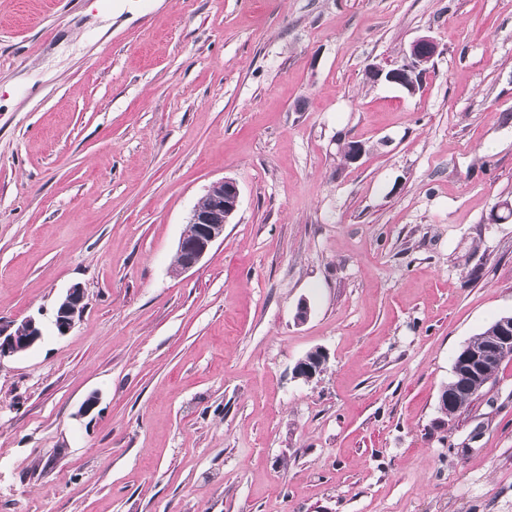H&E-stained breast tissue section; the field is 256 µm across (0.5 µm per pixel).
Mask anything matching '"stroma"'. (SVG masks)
<instances>
[{
	"label": "stroma",
	"instance_id": "stroma-1",
	"mask_svg": "<svg viewBox=\"0 0 512 512\" xmlns=\"http://www.w3.org/2000/svg\"><path fill=\"white\" fill-rule=\"evenodd\" d=\"M424 35L415 94L366 79ZM507 202L512 0H0V326L45 327L0 361V512H512V361L439 410L512 313ZM209 205H195L180 235L177 253L182 258V272L195 268L213 245L224 239V225L238 210L240 192L230 180L212 183L206 194ZM85 298V289L78 283L61 296L54 312V325L59 335L67 334L74 327L85 309ZM327 359L326 351L321 348L309 351L296 362L293 370L294 377L305 382L311 381L322 373ZM498 366L499 365H497L496 367L492 368L489 371L487 378H490V380L488 381L487 384H489L490 381L494 379ZM459 384H460V381L458 379H456V377L453 375L451 382L448 384V386H446L442 389L441 394H440L441 406L442 407L448 406V416H447L448 418H452V415H450L449 413L453 408V405L450 402V399H448V393L450 396L453 397L454 402H455V406H454L455 412L453 414V417H454L455 414H457L462 408L466 407L472 401L477 399L483 393L484 388L487 386V384H486L478 392L469 393V392L462 391L459 387Z\"/></svg>",
	"mask_w": 512,
	"mask_h": 512
}]
</instances>
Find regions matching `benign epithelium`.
<instances>
[{
  "label": "benign epithelium",
  "instance_id": "1",
  "mask_svg": "<svg viewBox=\"0 0 512 512\" xmlns=\"http://www.w3.org/2000/svg\"><path fill=\"white\" fill-rule=\"evenodd\" d=\"M437 50L433 38L422 36L411 42L402 64L393 68L372 65L370 72L374 81L393 85L413 95L419 89L427 65ZM206 197L209 198V205L205 208L194 206L178 241L177 253L182 258L184 272L199 265L213 245L224 239V225L229 223L240 205L239 189L230 180L212 183ZM85 298V289L78 283L66 289L54 312L58 334L65 335L74 327L85 309ZM42 336L41 325L33 317L23 320L17 330L5 332L0 329V361L32 348ZM511 355L512 318H505L500 322L498 335L490 345L477 351L460 349L453 371L474 388L488 367L501 363ZM326 361L325 350L319 348L310 351L296 362L294 377L309 382L322 373Z\"/></svg>",
  "mask_w": 512,
  "mask_h": 512
}]
</instances>
